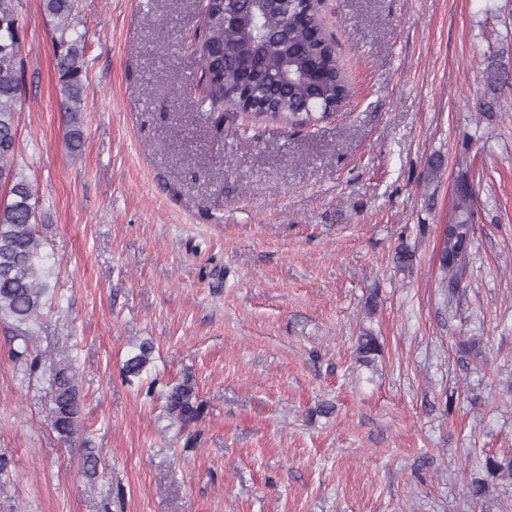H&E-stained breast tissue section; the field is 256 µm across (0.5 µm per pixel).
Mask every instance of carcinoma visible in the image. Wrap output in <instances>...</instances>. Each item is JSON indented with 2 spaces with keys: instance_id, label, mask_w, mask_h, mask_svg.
<instances>
[{
  "instance_id": "1",
  "label": "carcinoma",
  "mask_w": 512,
  "mask_h": 512,
  "mask_svg": "<svg viewBox=\"0 0 512 512\" xmlns=\"http://www.w3.org/2000/svg\"><path fill=\"white\" fill-rule=\"evenodd\" d=\"M42 13L56 22L55 65L58 74L60 110L72 149L81 145L84 110V39L71 28L76 0H41ZM224 0H202L201 25L196 37L203 87L202 102L208 104L216 132L240 130L241 112L223 111L230 100L256 117H272L292 127L303 128L326 120L341 111L349 99L344 68L333 42L323 33L312 4L307 0H285L281 8L266 16L267 29L278 35L264 56L275 66L261 63L256 47L243 24L224 21ZM21 27L9 10L0 9V183L9 186L0 199V320L12 328L9 356L33 372L38 358L31 354V324L48 301L49 286L39 273L40 240L36 231L37 209L32 186L18 171L17 103L23 72L18 65ZM243 60L254 61L252 72L240 68ZM474 188L467 180L458 182L454 213L441 237L438 257L439 287L458 288L470 262L475 225L472 223ZM359 360L370 364L381 353L379 338L364 331L357 340ZM153 345L143 342L125 362L126 377H139L152 361ZM52 408L50 425L69 442L79 434L81 398L78 377L67 358L51 372ZM164 412L171 424L185 430L204 413L192 375L163 394ZM99 457L88 451L83 457V474L92 482L98 476ZM482 468L491 477L512 481V452L485 457Z\"/></svg>"
}]
</instances>
